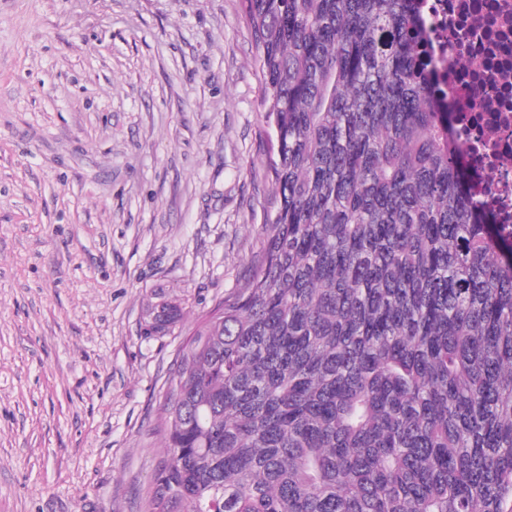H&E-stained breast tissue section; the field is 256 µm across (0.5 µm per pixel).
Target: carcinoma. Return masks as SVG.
<instances>
[{
	"label": "carcinoma",
	"mask_w": 512,
	"mask_h": 512,
	"mask_svg": "<svg viewBox=\"0 0 512 512\" xmlns=\"http://www.w3.org/2000/svg\"><path fill=\"white\" fill-rule=\"evenodd\" d=\"M241 2L276 212L168 378L149 512H512V235L470 201L422 0Z\"/></svg>",
	"instance_id": "1"
}]
</instances>
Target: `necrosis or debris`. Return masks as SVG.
<instances>
[{"label":"necrosis or debris","mask_w":512,"mask_h":512,"mask_svg":"<svg viewBox=\"0 0 512 512\" xmlns=\"http://www.w3.org/2000/svg\"><path fill=\"white\" fill-rule=\"evenodd\" d=\"M427 49L453 98L469 196L512 224V0H427Z\"/></svg>","instance_id":"1"}]
</instances>
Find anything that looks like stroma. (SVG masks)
I'll list each match as a JSON object with an SVG mask.
<instances>
[{"mask_svg": "<svg viewBox=\"0 0 512 512\" xmlns=\"http://www.w3.org/2000/svg\"><path fill=\"white\" fill-rule=\"evenodd\" d=\"M255 55L241 0H0V512H146L166 381L275 214ZM159 307L161 308V313H157L155 317L157 325L148 328L145 324V334L148 336L170 331L174 329L182 319V308L180 304L162 303L154 305L150 309V311L152 310L151 315L157 312Z\"/></svg>", "mask_w": 512, "mask_h": 512, "instance_id": "1", "label": "stroma"}]
</instances>
